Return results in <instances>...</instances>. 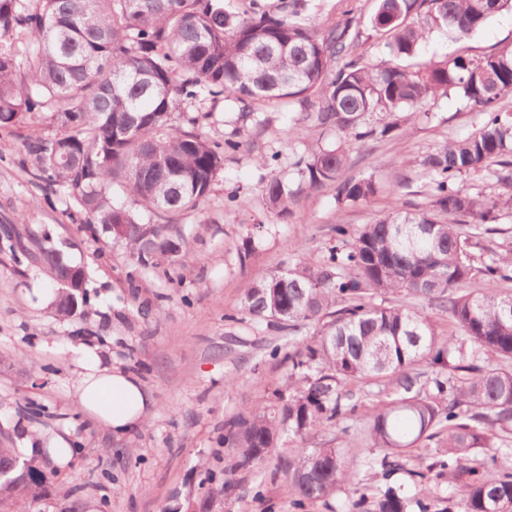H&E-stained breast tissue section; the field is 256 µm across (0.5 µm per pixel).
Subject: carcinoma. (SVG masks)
Returning a JSON list of instances; mask_svg holds the SVG:
<instances>
[{
  "label": "carcinoma",
  "instance_id": "obj_1",
  "mask_svg": "<svg viewBox=\"0 0 512 512\" xmlns=\"http://www.w3.org/2000/svg\"><path fill=\"white\" fill-rule=\"evenodd\" d=\"M303 0H285L274 11L249 0L242 12L224 0H0V127L16 126L38 112H52L66 132L29 143L36 178L70 191L84 223L112 234L128 249L134 283L149 269L175 270L191 253L180 228L144 213L195 210L207 199L224 154L239 142H214L198 132L209 113L188 107L218 98L252 104L297 99L318 109L298 118L293 135L308 138L309 124L329 130L333 144L292 149V165L308 188L336 184L340 204L373 197L372 178L346 174L347 145L393 137V114L416 111L456 88L485 116L475 134L426 154L428 207L394 208L370 224L333 229L334 244L323 261L300 259L280 270L258 272L243 301L254 327L274 325L288 337V377L269 404L225 425L224 446L237 449L235 466L255 468L291 486L292 507L326 499L358 474L339 448L311 445L321 433L366 435L383 454L372 459L383 485L352 501L351 512H430L431 505L390 483L405 472L403 458L448 424V457L429 465L456 484L459 512H512V468H489L512 457V293L462 291L481 274L512 282V261L481 245L500 208L512 209V190L496 200L460 187L465 175H482L494 159L497 181L512 187V47L479 58L451 57L437 64L415 62L435 28L457 37L512 10V0H378L372 29L386 37L388 59L365 63L353 51L359 33L345 20L325 30L302 16ZM37 46L26 61L25 79L1 40L17 29ZM114 179L133 199L117 207L106 196ZM263 192L269 208L288 216L297 191L271 176ZM18 233L0 224V252L15 254ZM171 254L155 263L145 246ZM480 249L486 256L476 255ZM32 256L51 272L61 291L55 309L71 315L65 283L73 270L62 252L37 244ZM397 294V305L374 297ZM425 301L431 311L411 301ZM458 328L445 342L435 316ZM316 336L306 339L308 329ZM374 385L386 401L365 411L349 385ZM293 442L295 456L286 447ZM237 485L226 475L206 497L230 499ZM47 492L44 476L19 466L0 480V512H29Z\"/></svg>",
  "mask_w": 512,
  "mask_h": 512
}]
</instances>
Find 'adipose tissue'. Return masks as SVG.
Segmentation results:
<instances>
[{
  "mask_svg": "<svg viewBox=\"0 0 512 512\" xmlns=\"http://www.w3.org/2000/svg\"><path fill=\"white\" fill-rule=\"evenodd\" d=\"M82 370L76 381L79 406L89 420L123 436L140 423L148 398L133 373L102 364L96 354L82 350Z\"/></svg>",
  "mask_w": 512,
  "mask_h": 512,
  "instance_id": "adipose-tissue-1",
  "label": "adipose tissue"
}]
</instances>
